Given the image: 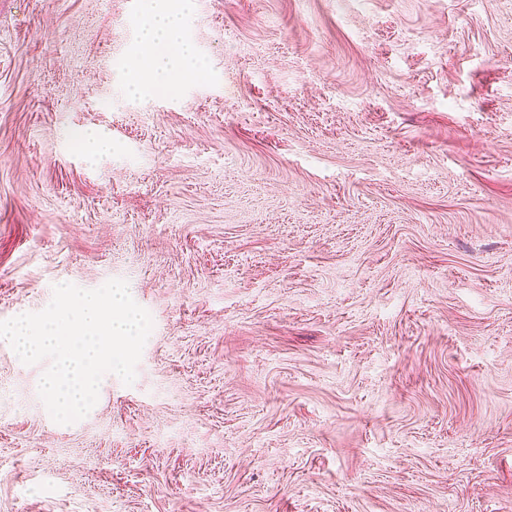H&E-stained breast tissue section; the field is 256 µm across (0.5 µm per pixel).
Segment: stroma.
Instances as JSON below:
<instances>
[{"instance_id": "1", "label": "stroma", "mask_w": 512, "mask_h": 512, "mask_svg": "<svg viewBox=\"0 0 512 512\" xmlns=\"http://www.w3.org/2000/svg\"><path fill=\"white\" fill-rule=\"evenodd\" d=\"M193 3L133 99L141 0H0V320L153 321L71 424L0 342V512H512V0ZM168 0H144L138 18L142 42L149 46L152 65L139 69L130 79L132 94L151 93L162 85L193 78L204 69L193 46L185 39L182 17L192 5L191 0H179L170 6Z\"/></svg>"}]
</instances>
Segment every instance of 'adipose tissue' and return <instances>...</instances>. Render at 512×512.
<instances>
[{"mask_svg": "<svg viewBox=\"0 0 512 512\" xmlns=\"http://www.w3.org/2000/svg\"><path fill=\"white\" fill-rule=\"evenodd\" d=\"M191 5L192 0H179L174 6L166 0H143L138 25L143 43L150 48L152 64L131 78L132 93H150L159 86L193 78L203 70L182 29L183 14Z\"/></svg>", "mask_w": 512, "mask_h": 512, "instance_id": "ef3b65f1", "label": "adipose tissue"}]
</instances>
